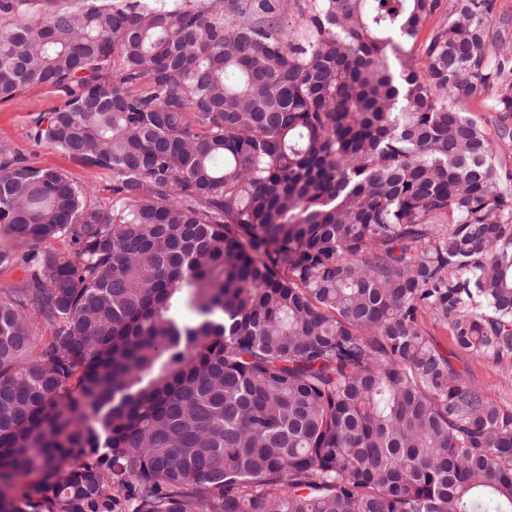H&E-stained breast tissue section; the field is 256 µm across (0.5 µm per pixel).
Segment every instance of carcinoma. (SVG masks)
I'll return each mask as SVG.
<instances>
[{
  "instance_id": "cac0c4a2",
  "label": "carcinoma",
  "mask_w": 512,
  "mask_h": 512,
  "mask_svg": "<svg viewBox=\"0 0 512 512\" xmlns=\"http://www.w3.org/2000/svg\"><path fill=\"white\" fill-rule=\"evenodd\" d=\"M0 0V512H512L494 0ZM47 330L33 345L37 324ZM60 101L54 90L32 86L16 99L0 103V143L23 151L37 166L65 171L72 180L87 190L92 200L102 206H108L112 202L111 193L104 190L111 182L108 174L90 170L50 145L36 146L29 140L32 117L39 112L52 109L59 105ZM470 115L474 118L487 134L499 143L498 167L500 174L512 171V138L507 140L498 139L500 125L506 123L512 128V114L508 112H494L488 105L474 101L469 105ZM425 335L435 347L447 355L451 365L474 385L494 394L501 401L512 403V362L495 365L474 355H468L454 348L448 327L435 322L427 314L421 317Z\"/></svg>"
}]
</instances>
